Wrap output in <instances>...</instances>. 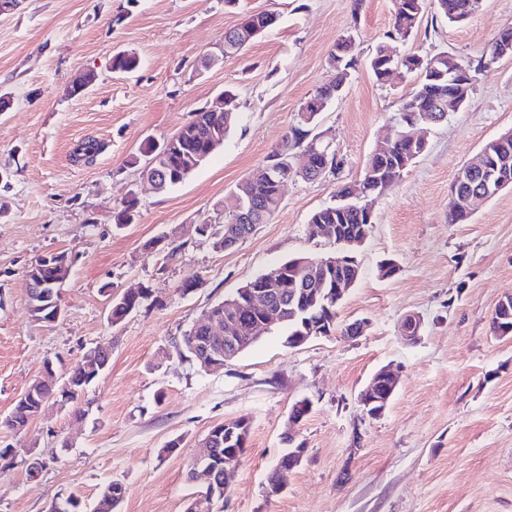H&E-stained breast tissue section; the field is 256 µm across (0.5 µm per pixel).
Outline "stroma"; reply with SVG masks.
<instances>
[{"instance_id": "stroma-1", "label": "stroma", "mask_w": 512, "mask_h": 512, "mask_svg": "<svg viewBox=\"0 0 512 512\" xmlns=\"http://www.w3.org/2000/svg\"><path fill=\"white\" fill-rule=\"evenodd\" d=\"M393 0H20L0 15V512H51L78 498L91 512L101 489L126 487L116 512H185L197 444L214 426L244 418L250 436L223 512H512V334L490 319L512 294V188L477 201L471 220L448 221L450 187L489 140L512 129V57L479 69L465 107L426 132L427 148L372 203V233L358 253L361 276L339 308L357 336L314 337L286 347L262 337L224 369L200 370L182 338L213 304L270 265L330 252L309 233L312 212L338 186L357 183L403 98L397 75L377 82L367 61L390 28ZM278 13L277 26L239 58L222 56L224 31L242 13ZM512 0H484L461 25L426 9L399 54L446 52L476 65ZM352 36L358 65L316 127L341 163L338 175L288 180L278 213L228 250L196 232L228 192L282 141L300 106L326 81L337 40ZM119 51L135 52L132 74L112 73ZM214 56L201 68L204 55ZM94 74L81 94L73 81ZM232 89L239 123L183 184L159 192L128 165L146 141L162 143ZM93 137L89 164L71 155ZM137 217L117 226L129 192ZM66 253L70 274L56 321L35 320L27 271ZM394 260L395 275L379 266ZM197 276L194 292L182 282ZM146 286L152 298L119 324L105 288ZM423 325L406 342L399 324ZM97 345L112 360L76 403L47 404L27 429L2 427L33 379L69 376ZM399 373L376 419L357 396L372 375ZM310 413L289 426L292 405ZM305 449L288 487L267 497L265 477L287 449ZM178 441L173 453L165 445Z\"/></svg>"}]
</instances>
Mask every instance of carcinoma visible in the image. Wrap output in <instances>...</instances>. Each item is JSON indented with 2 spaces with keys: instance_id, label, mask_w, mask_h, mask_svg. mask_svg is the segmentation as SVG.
Listing matches in <instances>:
<instances>
[{
  "instance_id": "obj_1",
  "label": "carcinoma",
  "mask_w": 512,
  "mask_h": 512,
  "mask_svg": "<svg viewBox=\"0 0 512 512\" xmlns=\"http://www.w3.org/2000/svg\"><path fill=\"white\" fill-rule=\"evenodd\" d=\"M409 0H394V11L391 29L387 38L394 42H406L419 26L422 19V9L425 0H419V11L410 13L406 10ZM483 0H433L436 11L448 23L459 25L465 23L482 6ZM273 12H262L250 17L248 23L236 25L224 31V57H234L242 54L253 42L251 29L257 27L270 31L275 27ZM504 56H512V42L491 44L487 53L481 56L477 68L494 64ZM357 65L354 55L352 37L344 36L336 43L330 52L328 69L330 79L319 86L312 99L321 105H328L343 92L350 70ZM368 65L374 77L379 82L386 81L388 75L398 69L414 77L415 88L402 100L399 111H416L420 125L430 127L434 119L444 116L435 108L443 106L447 112H457L462 109L465 100L448 93V70L452 66V56L435 61L434 67L428 65L415 66L410 57L399 55L389 44H380L368 60ZM139 58L132 52L118 53L112 56L111 69L114 72L129 73L137 70ZM239 117L235 94L224 91V111L196 112L195 118L185 124L172 137L161 144H150L144 154L146 160L152 163L149 171L160 177H166L165 183L157 186L160 191L174 188L188 179L198 168V160L210 156L209 133L216 124L224 126V134H229L236 126ZM319 113L308 111L307 105H302L298 112L297 122L285 135L282 144L275 148L260 165L263 173L259 177L248 178L234 192V203L224 204V223L220 224L206 219L200 224V235L209 240L217 250L224 249L223 224L239 225V235L245 237L253 231L256 224H264L280 209L282 204L281 185L286 179L287 169L281 164L282 155L291 154L299 149L311 156L315 170L324 173H336L340 167L336 155L332 151L322 153L324 147L316 146L313 129L317 124ZM405 128L401 122H396L393 141L390 149L372 153L364 167L362 179L356 185L343 184L334 195V202L315 210L309 220L312 236L318 235V230L327 227L329 235L325 241L335 246V249L357 254L360 245L366 240L364 230L373 224L368 214L357 198L361 195L375 198L391 184L398 181L404 171L422 154L419 143L410 137L403 136ZM104 145L99 140L89 137L82 141L74 151L76 162L89 164L102 153ZM495 163L498 174L512 182V135L502 133L499 137L487 142L475 157L464 167V170H477L483 164ZM245 198L247 209L252 213V220L244 223L237 214V201ZM137 199L131 198L123 202L118 210L115 221L118 224H130L134 221ZM301 258L295 257L280 263V266L293 269V274L285 282L271 278L266 280L267 288L274 306L280 311V322L275 324L283 332L285 339H298L302 336L317 335L332 336L336 333L346 334L345 329L338 323V308L340 303L329 304L325 296L314 288L305 287L308 279L305 268L300 266ZM361 268L357 264H346L329 269L323 274L326 279L325 287L333 288L336 283L356 281L360 278ZM151 297L150 289L143 288L138 294H122L112 300L113 323H119L129 314L141 308ZM208 313L218 323L228 322L237 324L241 336L250 335L253 324V314L245 304L230 305L222 301L212 305ZM95 380L90 373L77 374L67 378L68 389L64 394L66 400L73 402ZM59 396V387L45 384L35 393H29L19 398L11 412L0 422L12 431H21L44 409L50 399ZM232 426L235 432H230L227 425L213 427L209 434L213 435V448L210 449V459L213 469L219 475H224V459L232 456H244L249 440L250 426H240L235 421ZM126 493L125 485L114 480L108 483L98 496L97 503L101 508L114 512L122 502Z\"/></svg>"
}]
</instances>
